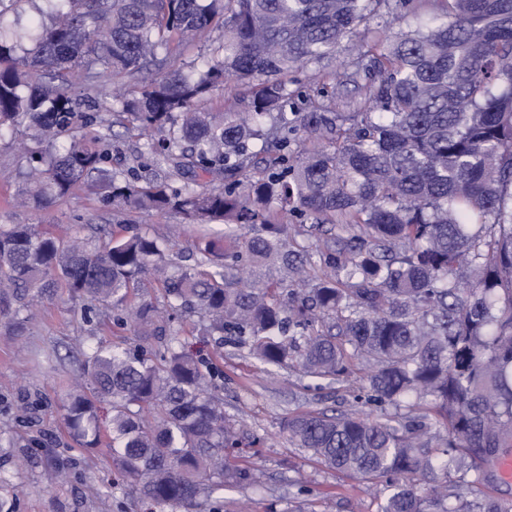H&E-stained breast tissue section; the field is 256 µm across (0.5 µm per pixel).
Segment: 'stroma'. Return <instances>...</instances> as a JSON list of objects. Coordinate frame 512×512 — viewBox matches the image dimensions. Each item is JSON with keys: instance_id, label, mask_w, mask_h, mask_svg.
Returning a JSON list of instances; mask_svg holds the SVG:
<instances>
[{"instance_id": "1", "label": "stroma", "mask_w": 512, "mask_h": 512, "mask_svg": "<svg viewBox=\"0 0 512 512\" xmlns=\"http://www.w3.org/2000/svg\"><path fill=\"white\" fill-rule=\"evenodd\" d=\"M14 134L0 137V224H38L54 235L88 237L98 227L132 224L172 244L169 272L193 265L198 233L176 212L118 210L100 191L80 184L44 206L16 207L25 163ZM111 167L117 178L168 180V166L148 159L142 143L115 140ZM131 332L111 319H81V306L64 295L42 299L25 323L0 316V506L5 512H148L115 472L108 446L87 450L63 419L70 392L82 382L75 340L116 343ZM182 342L198 358L219 364L212 388L240 428L242 444L230 460L252 469L255 481L213 486L197 512H380L383 494L360 478L329 469L293 447L282 428L289 415L307 411L355 412L353 389L342 383L308 387L298 372L266 373L246 350L218 346L184 324ZM35 465L16 469L19 449Z\"/></svg>"}]
</instances>
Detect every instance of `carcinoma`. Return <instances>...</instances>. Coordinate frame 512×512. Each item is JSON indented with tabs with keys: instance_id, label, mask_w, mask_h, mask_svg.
Returning a JSON list of instances; mask_svg holds the SVG:
<instances>
[{
	"instance_id": "obj_1",
	"label": "carcinoma",
	"mask_w": 512,
	"mask_h": 512,
	"mask_svg": "<svg viewBox=\"0 0 512 512\" xmlns=\"http://www.w3.org/2000/svg\"><path fill=\"white\" fill-rule=\"evenodd\" d=\"M16 2L0 0V133L22 128L35 144L21 202L85 183L201 227L196 268L168 275L167 245L131 225L70 240L0 226L1 316L62 291L83 319L109 306L137 336L81 349L85 385L64 406L71 435L86 448L109 436L131 491L168 512L215 482L253 483L224 456L238 430L209 392L218 368L174 327L197 313L268 373H358L357 401L396 410L283 423L328 468L384 484L381 512H512V500L474 495L480 466L472 483L448 485L469 457L512 447V0H430L429 20L405 27L421 0H43L20 55L3 28ZM379 16L400 26L377 39L368 23ZM189 36L209 44L199 63L182 58ZM344 41L354 53L340 68ZM151 66L167 71L109 118L70 95ZM307 66L335 84L310 83L295 110L289 77ZM228 82L253 88L249 117L201 108ZM115 122L181 184L118 181L106 168ZM299 129L320 145L293 148ZM255 140L272 148L261 160ZM201 173L220 186L191 187ZM213 224L224 238L207 233Z\"/></svg>"
}]
</instances>
